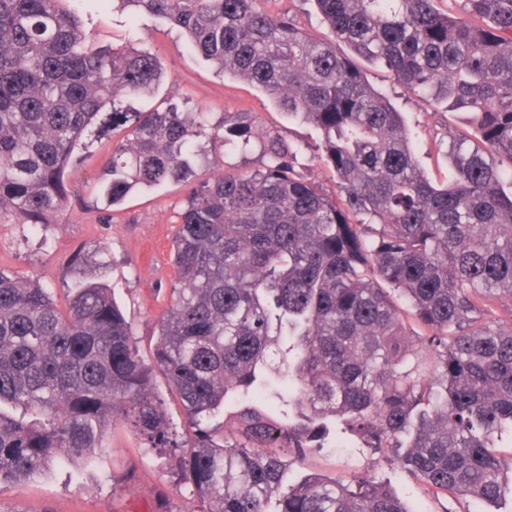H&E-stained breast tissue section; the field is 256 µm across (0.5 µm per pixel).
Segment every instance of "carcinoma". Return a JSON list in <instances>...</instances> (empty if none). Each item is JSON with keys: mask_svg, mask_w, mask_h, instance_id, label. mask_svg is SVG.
<instances>
[{"mask_svg": "<svg viewBox=\"0 0 512 512\" xmlns=\"http://www.w3.org/2000/svg\"><path fill=\"white\" fill-rule=\"evenodd\" d=\"M66 2L0 0V221L59 223L73 160L118 128L91 185L105 210L192 181L221 150L258 145L264 163L192 188L149 362L93 277L101 262L75 256L63 307L0 270V403L20 410L0 411V491L87 458L122 424L176 461L198 512H414L374 473L287 479L350 436L433 492H512L496 452L512 432V328L486 319L512 296V0H465L466 17L436 0H315L354 55L470 115L482 148L450 142L445 186L421 171L390 99L269 0H119L317 127L335 196L248 112L139 111L165 77L158 57L97 44Z\"/></svg>", "mask_w": 512, "mask_h": 512, "instance_id": "cac0c4a2", "label": "carcinoma"}]
</instances>
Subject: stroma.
I'll return each instance as SVG.
<instances>
[{"instance_id": "stroma-1", "label": "stroma", "mask_w": 512, "mask_h": 512, "mask_svg": "<svg viewBox=\"0 0 512 512\" xmlns=\"http://www.w3.org/2000/svg\"><path fill=\"white\" fill-rule=\"evenodd\" d=\"M270 9L293 17L313 38L334 42L339 54H349L344 42L334 41L312 0H271ZM82 19L100 44L130 45L159 57L170 80L141 101L151 109L177 98L191 112L209 113L219 120L227 112H249L257 121L287 139L315 144L320 132L279 111L257 87L231 75L219 74L213 63L188 46L183 34L167 22L143 17L132 20L116 0H83ZM370 85L389 96L402 112L417 146L421 168L435 181L452 179L454 170L443 139L453 134L467 144L476 138L465 113L434 110L425 100L405 92L385 66L361 62ZM112 136L98 139L72 168L68 184L70 204L61 223L24 234L21 225L0 224V269L40 278L65 303L70 267L78 251L102 250L108 267L97 273L127 320L143 356H150L156 321L169 302L167 288L174 279L170 262L178 213L190 191L188 185L167 183L132 194L115 209L97 208L89 195L102 165L112 154ZM367 449L344 444L310 454L295 464L293 474L310 472L350 481L368 467ZM377 470L389 477L414 512H512V498L485 504L467 497H434L406 481L395 458L382 460ZM175 462L158 458L123 426L109 428L100 448L89 459L62 460L45 475L0 491V512H158L160 494H167L174 512H193L190 495L175 483Z\"/></svg>"}]
</instances>
